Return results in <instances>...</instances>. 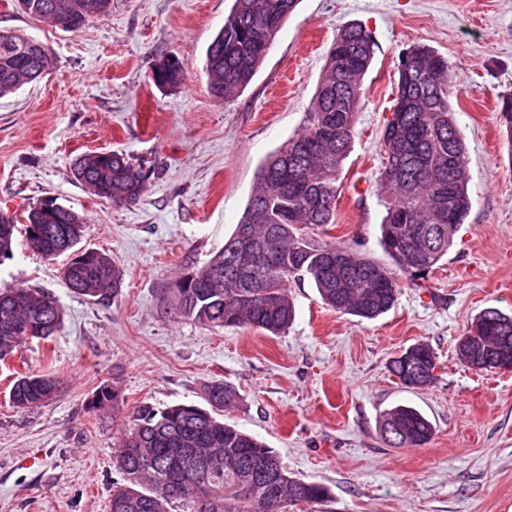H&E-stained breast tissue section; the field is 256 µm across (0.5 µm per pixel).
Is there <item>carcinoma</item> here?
Returning <instances> with one entry per match:
<instances>
[{
  "label": "carcinoma",
  "instance_id": "obj_1",
  "mask_svg": "<svg viewBox=\"0 0 512 512\" xmlns=\"http://www.w3.org/2000/svg\"><path fill=\"white\" fill-rule=\"evenodd\" d=\"M17 0L27 16L74 32L109 13L112 0ZM299 0H234L224 27L206 51L205 72L211 94L229 99L253 80ZM371 35L359 24L344 26L330 46L304 129L271 155L261 167L244 216L224 247L202 267L174 283L177 313L209 328L247 327L271 334L284 332L294 319L288 283L312 282L322 301L334 310L374 319L397 301L400 277L425 279L438 268L461 224L471 199L467 149L449 106L452 77L448 59L416 44L406 50L409 62L398 64L397 96L382 135L387 163L379 172L378 191L385 210L380 243L391 260L386 266L304 230L327 234L336 223V200L343 161L356 134L363 79L375 55ZM54 64L50 47L14 29H0V97L40 79ZM157 85H175L182 63L166 59ZM75 179L93 196L115 207L136 204L152 175L116 151H94L77 157ZM20 220L0 212V262L14 256L16 232L47 259L66 256L62 280L73 293L104 302L116 296L123 271L112 256L80 246L85 218L63 204H35ZM63 318L49 292L39 288L0 289V361L27 340L51 338ZM491 352L512 368V315L495 308L474 317L455 345L459 361L472 369L475 355ZM408 389H424L434 380L432 348L422 342L404 349L388 364ZM59 386L52 375L27 374L15 379L10 400L28 409L48 400ZM119 393L101 384L88 407L100 411L117 403ZM239 399L236 389L220 380L205 390L206 406L176 404L163 409L142 404L128 421L115 456L124 482L112 487L109 512H203L200 495L213 500L209 512H286L299 503L320 502L330 489L320 483L287 477L279 499L267 500L253 481L256 449L264 443L224 422V409ZM385 440L394 447H420L434 435L432 422L418 409L398 405L381 415ZM206 490L189 483L174 493L179 474L200 457Z\"/></svg>",
  "mask_w": 512,
  "mask_h": 512
}]
</instances>
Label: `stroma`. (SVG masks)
<instances>
[{
    "label": "stroma",
    "instance_id": "obj_1",
    "mask_svg": "<svg viewBox=\"0 0 512 512\" xmlns=\"http://www.w3.org/2000/svg\"><path fill=\"white\" fill-rule=\"evenodd\" d=\"M233 0H112L108 15L64 32L0 0V28L47 44L54 68L0 98V211L47 196L86 219L82 244L123 271L116 298L95 303L62 283L61 260L17 242L0 286L55 295L63 321L0 363V512H108L121 423L137 406L203 405L220 380L239 400L226 423L274 448L290 476L331 496L288 512H512V372L464 366L455 343L487 308L512 313V143L501 102L512 94V0H300L249 86L214 98L208 45ZM357 23L375 41L357 134L340 175L331 241L388 258L380 245L382 131L395 105L398 60L426 44L447 57L449 102L468 153L469 216L428 279H403L394 307L367 321L326 307L292 282L295 318L270 335L211 329L177 315V275L201 267L243 216L266 157L300 131L328 49ZM179 58L175 86L151 79ZM112 150L154 164L140 201L115 207L73 176L74 160ZM436 356L433 383L403 387L388 362L412 344ZM58 378L57 394L19 409L10 369ZM115 409L92 411L101 383ZM398 404L435 427L425 446L395 448L381 413Z\"/></svg>",
    "mask_w": 512,
    "mask_h": 512
}]
</instances>
